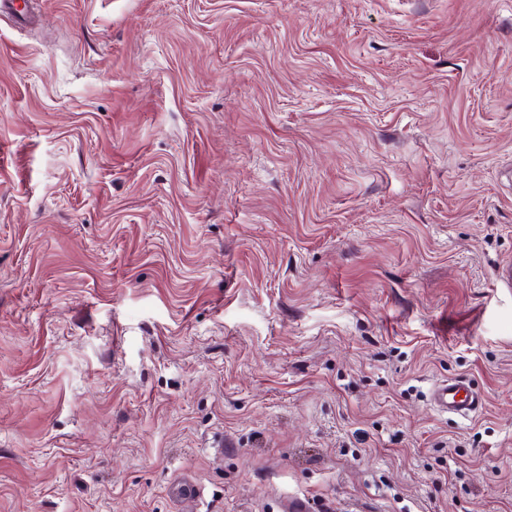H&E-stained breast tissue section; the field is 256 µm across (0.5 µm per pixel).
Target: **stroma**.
I'll use <instances>...</instances> for the list:
<instances>
[{"label": "stroma", "instance_id": "obj_1", "mask_svg": "<svg viewBox=\"0 0 512 512\" xmlns=\"http://www.w3.org/2000/svg\"><path fill=\"white\" fill-rule=\"evenodd\" d=\"M34 3L0 512H512V0ZM430 400L433 407L459 419H469L483 406L482 395L469 383L454 378L435 384Z\"/></svg>", "mask_w": 512, "mask_h": 512}]
</instances>
